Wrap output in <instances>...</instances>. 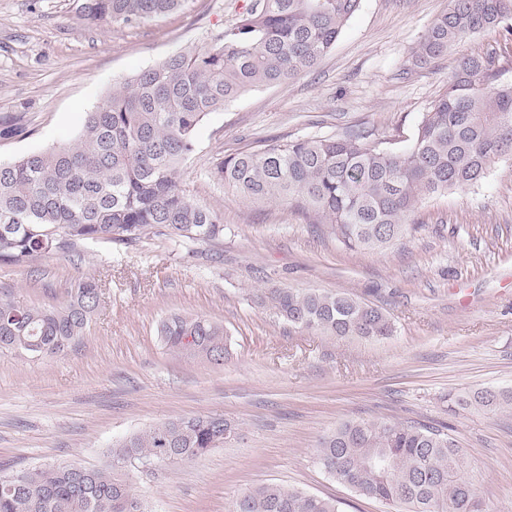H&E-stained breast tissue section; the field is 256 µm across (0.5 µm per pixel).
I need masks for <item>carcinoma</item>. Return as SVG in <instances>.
Here are the masks:
<instances>
[{"label":"carcinoma","instance_id":"1","mask_svg":"<svg viewBox=\"0 0 512 512\" xmlns=\"http://www.w3.org/2000/svg\"><path fill=\"white\" fill-rule=\"evenodd\" d=\"M184 0H80V17L132 25L179 10ZM361 0H246L236 23L113 88L86 119L74 145L0 163V264L30 267L59 251L145 239L174 244L224 235L219 213L177 183L206 116L243 93L290 83L336 45ZM498 29L512 40V0H450L427 29L412 64L435 63L466 35ZM512 158V81L494 62L464 58L422 113L411 142L382 148L373 134L272 141L224 156L217 180L252 202L288 203L330 224L350 249L402 237L427 197L479 185ZM100 280L78 279L58 305L0 291V355L55 358L79 344L99 311ZM257 304L289 324L338 338L382 339L394 327L379 307L345 292L301 293L271 286ZM174 352L224 362V326L172 316L160 329ZM512 390L457 397L465 409L494 410ZM234 430L221 416L176 417L131 435L102 468L40 465L0 474V512H143L126 479L144 459L193 461ZM318 462L338 483L399 512H486L466 479L462 448L423 423L347 422L323 437ZM232 512H338L336 503L281 484L259 485Z\"/></svg>","mask_w":512,"mask_h":512}]
</instances>
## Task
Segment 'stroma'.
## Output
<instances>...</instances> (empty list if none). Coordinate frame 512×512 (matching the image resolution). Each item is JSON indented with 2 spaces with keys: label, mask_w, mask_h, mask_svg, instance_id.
<instances>
[{
  "label": "stroma",
  "mask_w": 512,
  "mask_h": 512,
  "mask_svg": "<svg viewBox=\"0 0 512 512\" xmlns=\"http://www.w3.org/2000/svg\"><path fill=\"white\" fill-rule=\"evenodd\" d=\"M243 3L187 0L144 23L94 25L76 0H0V162L74 144L113 84L207 42ZM448 5L362 0L316 68L204 119L178 182L221 214L219 239L176 247L155 238L0 266V289L27 303H59L85 275L104 288L66 356H0V467H100L133 433L213 415L237 435L189 463L131 470L147 512H228L266 483L334 499L341 512H393L337 483L316 447L347 421L417 420L448 426L489 512H512V407L454 403L472 390L512 389V160L478 187L423 200L418 229L375 250L349 249L331 225L286 204L247 201L209 176L238 149L356 127L406 146L465 56H493L512 80V42L496 29L463 37L436 66L410 67ZM271 285L354 294L381 307L394 332L367 340L300 330L256 304ZM174 314L222 323L224 362L171 352L158 329Z\"/></svg>",
  "instance_id": "stroma-1"
}]
</instances>
